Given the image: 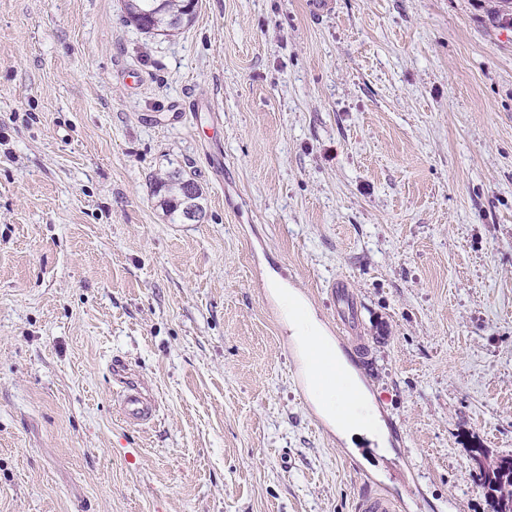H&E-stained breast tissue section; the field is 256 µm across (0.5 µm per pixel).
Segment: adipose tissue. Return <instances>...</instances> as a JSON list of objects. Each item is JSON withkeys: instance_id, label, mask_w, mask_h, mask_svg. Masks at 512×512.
I'll return each instance as SVG.
<instances>
[{"instance_id": "ef3b65f1", "label": "adipose tissue", "mask_w": 512, "mask_h": 512, "mask_svg": "<svg viewBox=\"0 0 512 512\" xmlns=\"http://www.w3.org/2000/svg\"><path fill=\"white\" fill-rule=\"evenodd\" d=\"M268 287L284 304L285 327L294 342L297 354L305 353L309 356L307 366L314 382L311 398L322 414L348 439L377 429L378 421L373 413L371 400L364 398L351 402L347 399L348 391L357 385L351 366H344V377L340 383L324 382L326 363L339 360L340 354L314 311L279 276H271Z\"/></svg>"}]
</instances>
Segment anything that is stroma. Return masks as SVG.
I'll return each mask as SVG.
<instances>
[{
    "label": "stroma",
    "mask_w": 512,
    "mask_h": 512,
    "mask_svg": "<svg viewBox=\"0 0 512 512\" xmlns=\"http://www.w3.org/2000/svg\"><path fill=\"white\" fill-rule=\"evenodd\" d=\"M308 2L199 0L149 35L121 0H0V512H354L369 477L402 512H493L473 456L512 454V19ZM192 98L217 138L172 121ZM173 170L200 221L154 196ZM273 273L379 448L308 401ZM118 360L153 423L121 418ZM187 186L194 188V193L190 196L183 191ZM154 192L163 197L161 205L173 223H185L189 211L195 214L197 219L203 216V193L200 187L192 179H186L180 171H173L165 177L156 179ZM330 291L333 295L336 296L337 302L339 304V310L337 312L338 317L347 328H350L351 323H353L354 307L351 301L349 290L346 288V285L343 281L336 282L335 280L330 286Z\"/></svg>",
    "instance_id": "obj_1"
}]
</instances>
